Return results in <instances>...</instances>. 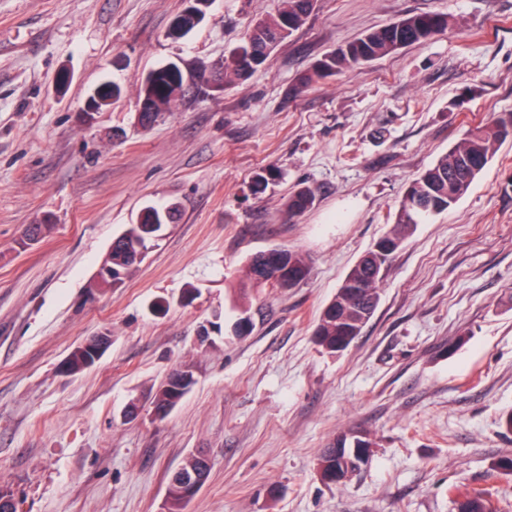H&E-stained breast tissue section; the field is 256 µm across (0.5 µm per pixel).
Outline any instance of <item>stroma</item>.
Segmentation results:
<instances>
[{"mask_svg":"<svg viewBox=\"0 0 512 512\" xmlns=\"http://www.w3.org/2000/svg\"><path fill=\"white\" fill-rule=\"evenodd\" d=\"M189 5L0 0V487L19 512H163L170 475L201 451L209 477L185 512H456L474 488L512 512L500 466L512 458L500 425L512 412V140L392 256L361 335L335 355L314 342L406 186L469 128L512 112V0H318L247 83L190 92L141 126L148 71L210 72L282 0H210L173 37ZM421 13L451 25L297 88L326 52ZM105 81L119 98L82 122ZM303 184L315 201L289 213ZM173 202L177 223L124 285L97 288L113 238ZM46 220L51 232L21 248L26 225ZM272 247L304 252L309 279L247 282L250 258ZM104 331L95 366L61 371ZM182 367L195 385L153 417ZM349 432L369 459L326 483L316 458ZM192 2V5L187 9L185 14L179 16L175 21L171 35L180 37L204 19L205 8L209 0H193Z\"/></svg>","mask_w":512,"mask_h":512,"instance_id":"35a3bbf8","label":"stroma"}]
</instances>
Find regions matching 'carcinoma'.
Masks as SVG:
<instances>
[{
  "mask_svg": "<svg viewBox=\"0 0 512 512\" xmlns=\"http://www.w3.org/2000/svg\"><path fill=\"white\" fill-rule=\"evenodd\" d=\"M209 0H193L185 14L175 21L171 35L179 37L200 23L205 17ZM317 0H283L278 15L255 21L246 41L221 61L212 78L198 84L200 92L224 90V83L244 84L265 64L270 54L294 31L301 28L315 10ZM448 17L438 13L411 15L369 31L331 52L324 54L310 71L298 80L305 87L315 78L335 77L355 66L388 56L397 50L420 44L448 29ZM191 88V77L182 68L169 62L150 70L143 78L138 101L141 104L140 123L148 127L167 115L169 105ZM119 96V88L103 82L98 85V98L92 99L101 109ZM512 138V112L493 117L466 131L464 136L431 167L425 169L406 188L390 228L384 235L391 245L382 257L369 250L349 270L335 295L322 311L314 332L316 344L323 352L333 355L341 351L340 339L346 331L358 337L373 317L379 301L378 274L373 267L384 266L400 248L417 225L430 217L448 211L467 193L476 176L494 157L499 146ZM315 199L312 189L301 186L288 197V212H300L310 207ZM179 208L172 204L162 215L146 209L137 223L129 224L112 241V265L128 277L135 267L134 256L126 251L133 241L146 244L153 240L157 226L173 224ZM283 261L295 268L296 280L285 283L278 278L277 263ZM310 274L308 257L301 251L274 249L267 258L266 281L281 288H292L305 281ZM323 480L336 483V474L349 473L350 462L345 455H336L335 444L323 449L318 458ZM490 492L475 490L463 496L456 504L457 512H489Z\"/></svg>",
  "mask_w": 512,
  "mask_h": 512,
  "instance_id": "1",
  "label": "carcinoma"
}]
</instances>
